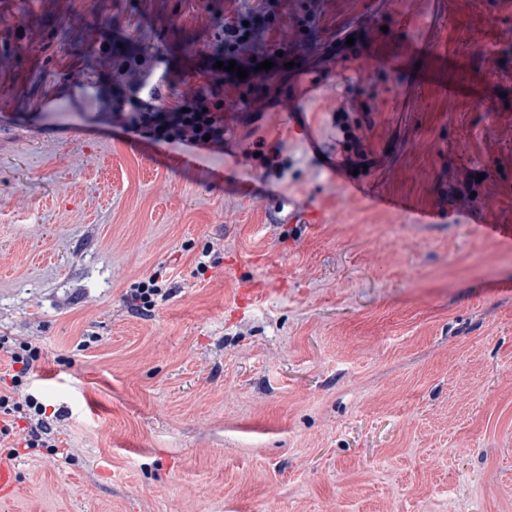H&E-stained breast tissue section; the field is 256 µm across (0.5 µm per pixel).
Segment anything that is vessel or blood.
<instances>
[{
    "label": "vessel or blood",
    "instance_id": "b4317fda",
    "mask_svg": "<svg viewBox=\"0 0 512 512\" xmlns=\"http://www.w3.org/2000/svg\"><path fill=\"white\" fill-rule=\"evenodd\" d=\"M452 19L449 0H434L420 11L410 10L407 0H383L381 10L351 22L348 33L355 39L353 45L323 47L315 69H298L294 84L278 88V104L266 115L269 130L319 141L312 106L326 101L330 104L328 122L341 147L355 125L371 128L378 113L407 111V90L414 83L408 60L415 55L434 56ZM317 21V0H296L295 30L311 28ZM332 164L339 198L309 190L289 196L281 223L314 228L325 223L329 212L341 203L367 201L386 212L406 210L405 200L379 193L372 170L352 172L339 158Z\"/></svg>",
    "mask_w": 512,
    "mask_h": 512
}]
</instances>
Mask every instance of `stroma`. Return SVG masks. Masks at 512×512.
Returning a JSON list of instances; mask_svg holds the SVG:
<instances>
[{
    "mask_svg": "<svg viewBox=\"0 0 512 512\" xmlns=\"http://www.w3.org/2000/svg\"><path fill=\"white\" fill-rule=\"evenodd\" d=\"M250 2L0 0V35L30 37L0 67V336L61 377L24 387L59 448L14 460L0 512H512V237L483 233L512 226V0H452L437 56L465 98L379 118L380 188L445 220L362 202L313 230L261 200L335 193L305 140L264 171L243 139L158 140L51 83L136 30L192 96L216 19ZM370 7L320 0L302 66ZM52 27L72 38L47 65ZM153 274L167 300L129 308Z\"/></svg>",
    "mask_w": 512,
    "mask_h": 512,
    "instance_id": "obj_1",
    "label": "stroma"
}]
</instances>
